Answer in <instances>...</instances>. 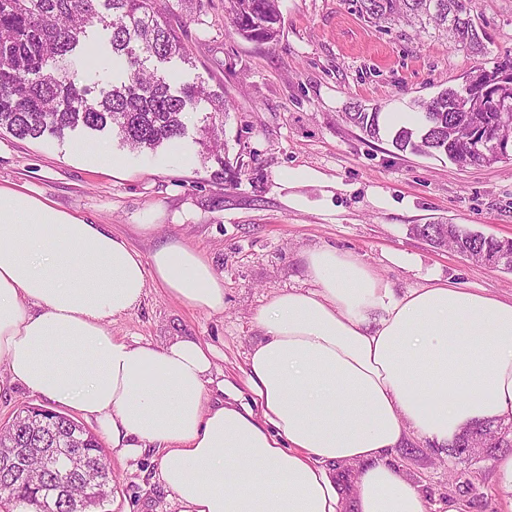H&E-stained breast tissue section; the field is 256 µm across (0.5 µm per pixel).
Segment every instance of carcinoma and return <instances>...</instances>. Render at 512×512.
<instances>
[{
  "label": "carcinoma",
  "instance_id": "cac0c4a2",
  "mask_svg": "<svg viewBox=\"0 0 512 512\" xmlns=\"http://www.w3.org/2000/svg\"><path fill=\"white\" fill-rule=\"evenodd\" d=\"M365 22L380 29L397 26L396 37H407L405 25L419 33L433 29L456 50L483 53V33L472 15L473 0H352ZM226 18L239 35L258 43L278 41L282 15L280 0H224ZM111 31L112 54L125 59L126 81L113 85L99 101L87 98L71 69L72 52L87 29ZM188 57L176 31L162 19L158 0H0V130L20 139H37L45 132L62 137L79 126L92 131L117 127L133 149H155L184 135L188 111L204 103L209 110L198 144L213 157L224 174L235 177L237 168L224 160V116L231 110L224 94L204 82L171 90L166 76L148 66L153 59ZM56 67L47 68L48 63ZM512 85V56L478 68L457 87L445 88L420 104L421 122L401 127L391 143L399 152L445 155L460 166H491L504 155L469 140V130L497 124L503 101L494 91ZM346 122L364 138H380L379 113L360 104L343 113ZM413 233L436 248L447 247L468 260L512 271V239L486 237L457 224H416ZM492 429L479 426L452 443V451L485 445ZM72 438L82 448L86 466L71 472L51 470L36 453L25 462L32 482L21 483L13 468L4 465L8 448L58 450ZM112 469L97 436L81 422L61 415L42 427L29 412L19 411L13 423L0 431V512H76L101 508L112 491Z\"/></svg>",
  "mask_w": 512,
  "mask_h": 512
}]
</instances>
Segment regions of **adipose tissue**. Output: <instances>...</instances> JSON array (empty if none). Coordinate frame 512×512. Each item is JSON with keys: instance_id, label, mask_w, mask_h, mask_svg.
<instances>
[{"instance_id": "ef3b65f1", "label": "adipose tissue", "mask_w": 512, "mask_h": 512, "mask_svg": "<svg viewBox=\"0 0 512 512\" xmlns=\"http://www.w3.org/2000/svg\"><path fill=\"white\" fill-rule=\"evenodd\" d=\"M308 285L255 315L251 404L209 403L212 349L112 336L148 283L224 309V278L173 239L143 258L125 236L0 186V369L99 422L112 448L162 450L180 512H427L391 454L446 448L466 426L512 420V300L438 284L396 293L359 257L304 254ZM355 466L337 482L330 467Z\"/></svg>"}]
</instances>
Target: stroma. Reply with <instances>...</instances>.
Masks as SVG:
<instances>
[{
    "label": "stroma",
    "instance_id": "obj_1",
    "mask_svg": "<svg viewBox=\"0 0 512 512\" xmlns=\"http://www.w3.org/2000/svg\"><path fill=\"white\" fill-rule=\"evenodd\" d=\"M276 44L232 30L224 0H167L165 18L190 59L161 63L172 87L206 82L232 108L224 124L229 160L243 169L225 181L197 142L206 114L197 109L181 138L131 151L116 134L81 128L64 138L18 139L0 132V186L48 197L57 208L123 234L143 257L175 238L202 251L224 275V310L185 305L149 285L141 305L111 325L114 336L161 345L191 337L215 350L213 377L240 397L247 356L259 338L254 316L276 293L307 282L302 254L333 246L363 260L396 292L448 283L502 299L512 272L473 263L414 235L413 225L443 220L498 239L512 238V158L488 167L396 151L398 117L414 119L412 100L460 85L478 66L512 54V0H475L487 53L472 56L425 35L396 39L364 22L350 0H281ZM111 33L89 28L76 54L79 77L94 93L126 75L115 65ZM377 108L383 134L364 139L341 116L350 104ZM320 174L294 187L291 171ZM301 196L305 205H294ZM155 225L146 235L141 225ZM500 448L439 453L420 439L392 459L419 484L428 512H503ZM114 481L111 512H180L157 474L161 456L137 458L107 448Z\"/></svg>",
    "mask_w": 512,
    "mask_h": 512
}]
</instances>
